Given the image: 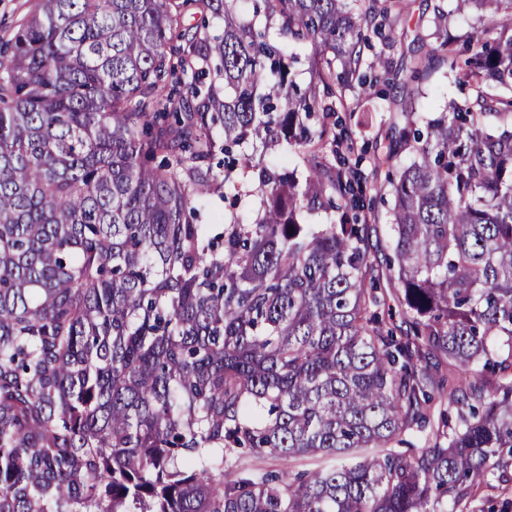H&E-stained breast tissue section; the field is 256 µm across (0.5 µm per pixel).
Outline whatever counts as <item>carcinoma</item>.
Masks as SVG:
<instances>
[{"label": "carcinoma", "instance_id": "1", "mask_svg": "<svg viewBox=\"0 0 512 512\" xmlns=\"http://www.w3.org/2000/svg\"><path fill=\"white\" fill-rule=\"evenodd\" d=\"M453 2L405 67L469 93L390 115L382 275L336 109L397 80L366 51L404 0H41L0 56V512H448L512 482V0ZM258 143L305 179L265 166L254 220L204 221Z\"/></svg>", "mask_w": 512, "mask_h": 512}]
</instances>
